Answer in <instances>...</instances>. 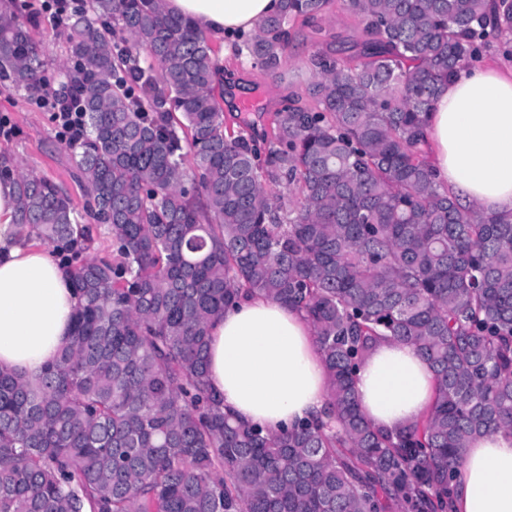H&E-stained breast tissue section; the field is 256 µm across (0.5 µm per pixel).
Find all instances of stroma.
<instances>
[{
  "label": "stroma",
  "mask_w": 512,
  "mask_h": 512,
  "mask_svg": "<svg viewBox=\"0 0 512 512\" xmlns=\"http://www.w3.org/2000/svg\"><path fill=\"white\" fill-rule=\"evenodd\" d=\"M42 0H0L25 22L39 46L46 80L58 85L68 57L67 44L59 32L38 21ZM363 25L343 10L339 0H331L317 28H300L290 39L279 77L254 67L242 50L244 36L212 37L217 63L228 76L223 86L222 106L228 125H236L246 114L256 131L267 128L273 112L288 98L306 96L313 79L307 68L310 55L336 49L347 50L363 38ZM0 118L13 127L12 137L0 138V152L12 155L24 171L48 178L68 193L75 207L84 204L83 188L72 167L69 151L55 132L51 113L39 108L32 96L0 86Z\"/></svg>",
  "instance_id": "35a3bbf8"
}]
</instances>
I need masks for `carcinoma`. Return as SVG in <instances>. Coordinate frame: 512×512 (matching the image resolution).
<instances>
[{"instance_id": "carcinoma-1", "label": "carcinoma", "mask_w": 512, "mask_h": 512, "mask_svg": "<svg viewBox=\"0 0 512 512\" xmlns=\"http://www.w3.org/2000/svg\"><path fill=\"white\" fill-rule=\"evenodd\" d=\"M64 22L85 113L71 147L84 211L0 154L16 221L61 257L80 303L34 379L0 370V512H449L468 441L512 431V214L461 207L428 161L440 84L512 0H341L365 37L310 57L311 104L273 113L264 163L226 132L203 30L163 0H80ZM331 0H281L244 43L268 73ZM153 60L141 65L140 53ZM24 23L0 13V83L41 88ZM296 200L274 195L281 186ZM246 290L313 327L324 416L282 434L224 413L207 383L211 324ZM414 345L436 379L395 432L357 408L356 365ZM92 244L88 251L91 257H106L112 260V240L105 225L93 224Z\"/></svg>"}]
</instances>
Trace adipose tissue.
<instances>
[{
    "label": "adipose tissue",
    "mask_w": 512,
    "mask_h": 512,
    "mask_svg": "<svg viewBox=\"0 0 512 512\" xmlns=\"http://www.w3.org/2000/svg\"><path fill=\"white\" fill-rule=\"evenodd\" d=\"M166 11L223 35L255 30L280 0H164ZM432 165L460 204L512 213V66H467L443 84L429 114ZM12 183L0 181V369L34 377L70 334L78 298L50 250L19 239ZM207 381L225 411L280 433L322 414L327 370L306 318L294 307L242 297L211 326ZM435 391L425 359L408 344L379 342L356 372L359 407L394 431ZM451 512H512V431L471 440L453 484Z\"/></svg>",
    "instance_id": "obj_1"
}]
</instances>
